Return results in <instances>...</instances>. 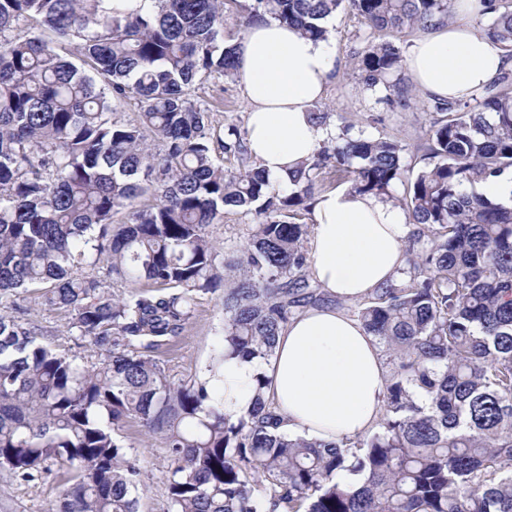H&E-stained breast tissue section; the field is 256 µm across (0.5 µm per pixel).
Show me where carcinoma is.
I'll return each instance as SVG.
<instances>
[{"label": "carcinoma", "mask_w": 512, "mask_h": 512, "mask_svg": "<svg viewBox=\"0 0 512 512\" xmlns=\"http://www.w3.org/2000/svg\"><path fill=\"white\" fill-rule=\"evenodd\" d=\"M150 2L0 0V300L21 289L67 312L69 334L98 355L78 363L23 312L0 310V470L59 475L55 512H138L143 473L118 438L135 418L166 434L171 512H512V206L465 189L512 168V69L428 103L442 118L418 172L397 138L345 131L280 190L240 128L217 129L196 99L205 82L235 79L228 20L243 31L267 16L322 40L348 6L368 28L365 85L407 107L413 86L387 36L447 23L452 0ZM475 10L512 60V0ZM114 100L135 101L137 119H114ZM330 173L388 202L406 186L419 225L402 278L355 311L386 357L382 411L336 442L280 431L262 377L233 421L204 384L173 385L147 355L220 291L214 366L270 359L282 324L324 303L297 219ZM150 189L154 204L136 208ZM226 209L260 221L224 262L206 228ZM103 263L125 291L75 273Z\"/></svg>", "instance_id": "cac0c4a2"}]
</instances>
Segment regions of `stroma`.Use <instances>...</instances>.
<instances>
[{"label": "stroma", "instance_id": "stroma-1", "mask_svg": "<svg viewBox=\"0 0 512 512\" xmlns=\"http://www.w3.org/2000/svg\"><path fill=\"white\" fill-rule=\"evenodd\" d=\"M327 26L335 42L337 65L335 79L328 86L322 104L334 112L330 124L333 132L341 133L344 125L348 124L355 136L383 134L398 137L406 147V164L417 170L425 167L428 159L422 138L433 118L432 113L421 105L403 108L380 102L378 93L362 82L355 59L366 31L360 16L340 10L328 19ZM208 92L224 98L223 104L211 113L215 126L245 124L247 103L239 82L212 80L208 83ZM256 221L255 215L230 212L209 225L207 233L220 251L229 252L246 244L250 227ZM14 302L41 328L44 342L77 360H94L95 355L86 341L69 336L67 314L44 309L26 293L16 294ZM223 329L222 295L205 296L182 335L153 350L152 356L164 364L172 384L202 381L222 345ZM121 436L147 473L145 485L138 494L139 512H168L165 479L169 449L164 434L145 435L138 420L130 419L125 422ZM60 490L58 478L52 475L25 483L10 479L0 471V512H53Z\"/></svg>", "mask_w": 512, "mask_h": 512}]
</instances>
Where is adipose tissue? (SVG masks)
Here are the masks:
<instances>
[{"instance_id":"adipose-tissue-1","label":"adipose tissue","mask_w":512,"mask_h":512,"mask_svg":"<svg viewBox=\"0 0 512 512\" xmlns=\"http://www.w3.org/2000/svg\"><path fill=\"white\" fill-rule=\"evenodd\" d=\"M236 77L248 110V151L269 178L287 184L314 157L331 131L310 119L336 69L332 40H313L264 18L245 29ZM507 60L468 23L436 26L421 34L406 59L412 82L428 97L463 99L492 81ZM310 272L333 298L355 300L394 280L406 263L407 217L391 203L348 191L320 195L313 206ZM288 431L325 440L350 437L377 419L384 395L380 348L361 323L333 306L308 310L281 329L270 361L226 359L206 376L225 414L251 407L257 376Z\"/></svg>"}]
</instances>
